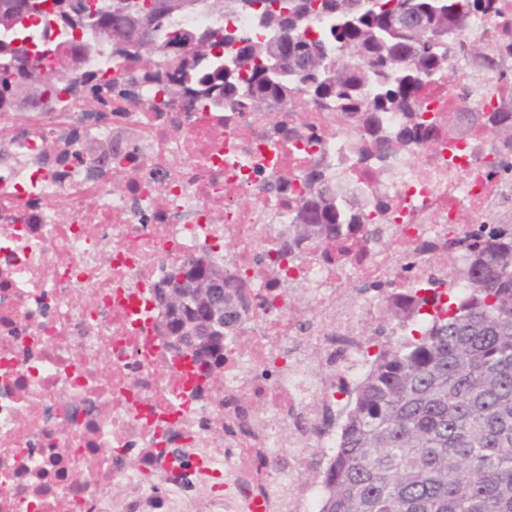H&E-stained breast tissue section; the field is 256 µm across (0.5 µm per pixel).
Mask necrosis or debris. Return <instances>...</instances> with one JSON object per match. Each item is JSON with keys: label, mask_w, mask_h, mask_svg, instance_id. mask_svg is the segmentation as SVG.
I'll use <instances>...</instances> for the list:
<instances>
[{"label": "necrosis or debris", "mask_w": 512, "mask_h": 512, "mask_svg": "<svg viewBox=\"0 0 512 512\" xmlns=\"http://www.w3.org/2000/svg\"><path fill=\"white\" fill-rule=\"evenodd\" d=\"M176 25L259 29L252 14L204 9ZM505 34L512 0L461 22V37L497 65L449 55L417 102L424 120H459L426 147L386 149L300 93L253 113L245 128L194 84L190 111L160 80L131 98L120 89L131 59L107 49L83 64L115 85L94 109L62 92L46 109L0 116V512H145L158 486L175 512L186 483L204 487L219 475L224 512H320L319 475L271 478L258 452L335 451L346 400L377 351L369 281L399 279L416 247L408 285L424 287L434 257L447 274L463 261L469 224L512 222V181L492 176L512 144L468 118L512 112ZM82 38L39 18L0 29V42L53 57ZM281 121L296 129L286 142L270 132ZM98 140L111 141V163L86 151L61 164L47 150ZM311 169L369 224L339 263L326 261L332 241L298 261L277 257L290 210L263 184L288 177L301 198ZM115 171L127 175L119 192ZM376 198L390 206L385 218L370 205ZM200 252L234 257L225 288L269 305L242 326L249 351L227 339L219 376L191 379L159 330L155 288L175 259ZM291 280L304 287V309L285 288ZM344 291L354 304L340 302ZM119 483L126 492L117 498Z\"/></svg>", "instance_id": "1"}]
</instances>
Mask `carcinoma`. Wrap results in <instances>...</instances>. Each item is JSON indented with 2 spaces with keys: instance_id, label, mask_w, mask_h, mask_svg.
<instances>
[{
  "instance_id": "obj_1",
  "label": "carcinoma",
  "mask_w": 512,
  "mask_h": 512,
  "mask_svg": "<svg viewBox=\"0 0 512 512\" xmlns=\"http://www.w3.org/2000/svg\"><path fill=\"white\" fill-rule=\"evenodd\" d=\"M488 0H0V29L20 28L35 17L99 35L101 48L131 51L150 60L167 57L165 87L185 97L191 77L234 112H265L302 91L330 106L336 117L358 122L370 138L388 148L423 145L457 115L425 122L417 113L421 85L448 65L447 32L487 8ZM205 7L215 13L254 14L265 31L255 38L243 30L190 34L169 27L178 15ZM336 24L323 30L317 21ZM228 49L232 66L206 61ZM464 56L485 67L495 58L478 43L456 42ZM90 46L74 42L44 71L43 55L24 45L0 43V115L21 109L32 92L45 99L58 91L57 75H78L64 92L92 104L112 87L80 75ZM373 84L376 92L365 93ZM383 112H402L406 121L382 131ZM485 127L512 143V112L480 115ZM309 195L289 196L290 236L315 245L349 240L360 218L347 221L336 192L316 172L308 174ZM468 255L454 288L401 290L376 286L380 320L373 329L378 350L347 406L336 455L324 462L308 449L309 465L321 474V512H512V223L469 231ZM180 273L224 283L227 269L200 253L173 262L165 280ZM238 305L224 312V328L210 331L202 353L185 350L195 366L212 375L224 366V337L237 335L242 309L255 298L237 290ZM163 333L182 330L190 320L185 305L157 302ZM421 325L404 335L394 330L421 308Z\"/></svg>"
}]
</instances>
